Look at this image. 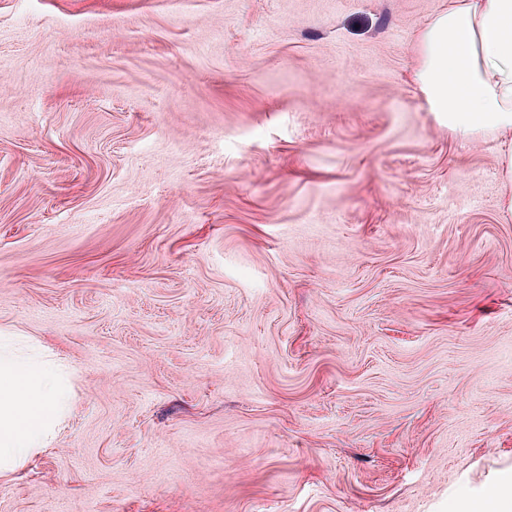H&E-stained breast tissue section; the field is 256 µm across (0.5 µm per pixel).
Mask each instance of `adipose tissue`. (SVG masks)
Returning <instances> with one entry per match:
<instances>
[{
    "mask_svg": "<svg viewBox=\"0 0 512 512\" xmlns=\"http://www.w3.org/2000/svg\"><path fill=\"white\" fill-rule=\"evenodd\" d=\"M410 79L458 141H497L503 222H512V0H448L414 34ZM68 373L0 335V475L46 449L65 421Z\"/></svg>",
    "mask_w": 512,
    "mask_h": 512,
    "instance_id": "ef3b65f1",
    "label": "adipose tissue"
}]
</instances>
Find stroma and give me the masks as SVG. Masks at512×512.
<instances>
[{
  "label": "stroma",
  "instance_id": "1",
  "mask_svg": "<svg viewBox=\"0 0 512 512\" xmlns=\"http://www.w3.org/2000/svg\"><path fill=\"white\" fill-rule=\"evenodd\" d=\"M448 0H0V330L77 370L0 512H462L512 490L498 145ZM410 79L435 123L460 142L493 138L512 222V0H448L413 36Z\"/></svg>",
  "mask_w": 512,
  "mask_h": 512
}]
</instances>
